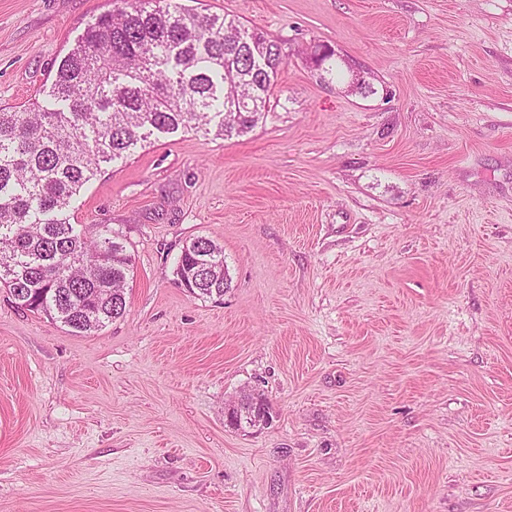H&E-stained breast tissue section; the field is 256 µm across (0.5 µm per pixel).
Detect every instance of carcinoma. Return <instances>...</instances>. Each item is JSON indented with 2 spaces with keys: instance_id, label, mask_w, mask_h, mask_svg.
I'll return each mask as SVG.
<instances>
[{
  "instance_id": "1",
  "label": "carcinoma",
  "mask_w": 512,
  "mask_h": 512,
  "mask_svg": "<svg viewBox=\"0 0 512 512\" xmlns=\"http://www.w3.org/2000/svg\"><path fill=\"white\" fill-rule=\"evenodd\" d=\"M62 58L43 102L0 110V285L16 305L91 334L126 304L131 257L119 237L70 223L72 202L102 165L123 159L156 132L229 138L269 111L279 46L234 18L179 0H117ZM208 274L193 281L199 264ZM180 284L224 296V248L187 243Z\"/></svg>"
}]
</instances>
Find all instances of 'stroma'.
<instances>
[{"label": "stroma", "mask_w": 512, "mask_h": 512, "mask_svg": "<svg viewBox=\"0 0 512 512\" xmlns=\"http://www.w3.org/2000/svg\"><path fill=\"white\" fill-rule=\"evenodd\" d=\"M180 2L280 43L271 109L86 185L122 317L78 335L0 286V512H512V0ZM113 7L0 0V109ZM199 236L223 298L175 274ZM245 392L271 425L227 424ZM200 263L208 265V274L196 282L194 279L193 283L196 267ZM176 276L184 288L198 296L223 297L224 288H228L230 284L223 246L208 237L200 236L191 240L181 251Z\"/></svg>", "instance_id": "stroma-1"}]
</instances>
